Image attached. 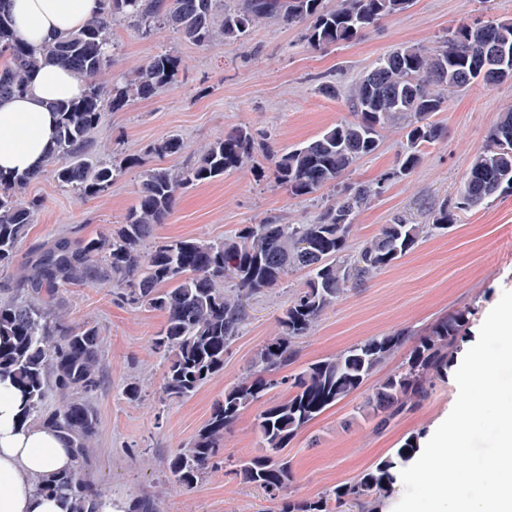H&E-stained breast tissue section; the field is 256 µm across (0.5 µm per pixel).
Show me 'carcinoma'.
<instances>
[{"instance_id":"obj_1","label":"carcinoma","mask_w":512,"mask_h":512,"mask_svg":"<svg viewBox=\"0 0 512 512\" xmlns=\"http://www.w3.org/2000/svg\"><path fill=\"white\" fill-rule=\"evenodd\" d=\"M220 0H100L99 11L81 28L31 48L0 11V52L10 62L0 68V96L24 90L29 73L43 61L81 73L83 95L53 105L56 141L46 166L60 187L82 197L107 191L122 168L92 150L91 134L103 113L147 99L171 84L180 62L160 51L121 75L112 90L99 75L112 65L114 26L128 22L145 38L165 28L205 47L217 40L245 43L259 23L275 20L304 26L314 49L362 37L376 21L405 11L413 0H245L240 8L219 9ZM512 79V19L462 23L442 44H404L375 60L349 89L353 119L275 155V181L294 196L326 185L336 199L323 206L313 224H245L221 240L164 241L146 250L154 228L171 215L180 192L224 173L249 166L262 144L243 126L206 144L191 165L164 167L151 159L175 155L183 142L170 136L127 160L140 169L137 204L108 236L73 241L58 238L32 251L29 272L17 278L20 294L0 300V381L10 380L24 397V415L50 424L70 441L76 468L60 474L47 491L86 512L106 490L81 471L89 462L97 433V414L87 400L101 384L103 338L88 321L75 327L55 311L53 301L67 287L109 281L117 298L130 306L160 310L165 321L153 339L167 355L163 394L171 401L193 396L224 371V354L249 320V300L276 287L292 270L305 279L278 317L279 333L252 358L249 374L224 388L204 427L185 448L164 461L173 482L190 490L218 467L226 432L242 411L272 389L288 386V397L255 415L262 454L246 461L224 459L240 482L261 490L275 512H384L400 472L413 460L418 437L411 436L352 482L309 497L292 494V465L284 448L327 408L359 391L390 358L409 346L398 368L378 379L358 407L359 416L379 430L422 406L438 381H445L465 335L472 311L458 310L421 332L399 330L371 336L347 349L294 370L279 373L300 358L301 340L349 291L406 256L435 229H447L458 213L479 209L496 196L512 195V108L491 128L488 145L471 162L452 201H442L428 223L414 224L395 213L378 233L352 248L356 217L380 196L388 182L409 175L424 150L441 139L431 117L443 110L448 94L475 82L491 87ZM400 126L406 145L397 166L380 179L347 183L344 176L359 159L375 153L381 130ZM39 174L0 175V271L13 263L18 247L41 208L38 198L19 195ZM227 280L235 288H224ZM62 400L49 411L46 403ZM123 512H161L153 495L130 502Z\"/></svg>"}]
</instances>
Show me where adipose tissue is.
Wrapping results in <instances>:
<instances>
[{
    "label": "adipose tissue",
    "instance_id": "adipose-tissue-1",
    "mask_svg": "<svg viewBox=\"0 0 512 512\" xmlns=\"http://www.w3.org/2000/svg\"><path fill=\"white\" fill-rule=\"evenodd\" d=\"M98 7V0L7 3L18 36L35 47L81 27ZM84 88L81 74L47 63L32 72L23 93L0 98V175L42 168L56 130L50 103L76 99ZM22 412L18 390L0 382V512H66L45 486L75 467L74 451L58 429L23 420Z\"/></svg>",
    "mask_w": 512,
    "mask_h": 512
}]
</instances>
